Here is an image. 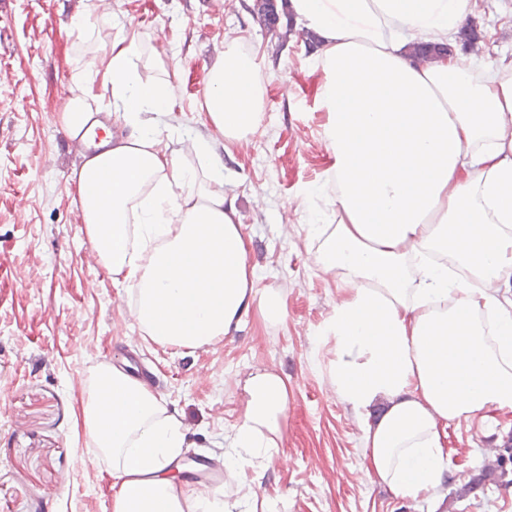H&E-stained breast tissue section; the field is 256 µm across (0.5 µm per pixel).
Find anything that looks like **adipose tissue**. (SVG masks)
I'll list each match as a JSON object with an SVG mask.
<instances>
[{
  "instance_id": "ef3b65f1",
  "label": "adipose tissue",
  "mask_w": 512,
  "mask_h": 512,
  "mask_svg": "<svg viewBox=\"0 0 512 512\" xmlns=\"http://www.w3.org/2000/svg\"><path fill=\"white\" fill-rule=\"evenodd\" d=\"M319 38L322 137L333 161L332 209L310 225L316 262L336 273L340 301L318 327L325 373L362 415L368 471L395 494L436 491L448 471L444 427L512 411V62L460 68L413 62L416 43L445 45L470 0H288ZM134 36L108 63L112 112L127 134L77 175V201L99 264L134 298L154 342L199 347L238 330L250 308L284 323L279 292L259 291L250 241L224 194V163L202 139L158 148L143 115L162 111L170 82L141 79ZM264 75L228 44L210 68L203 108L230 140L263 119ZM244 409L224 450V490L205 493L171 469L184 448L178 419L128 374L103 367L89 390L88 438L112 459V512H250L283 440L287 378L248 374Z\"/></svg>"
}]
</instances>
